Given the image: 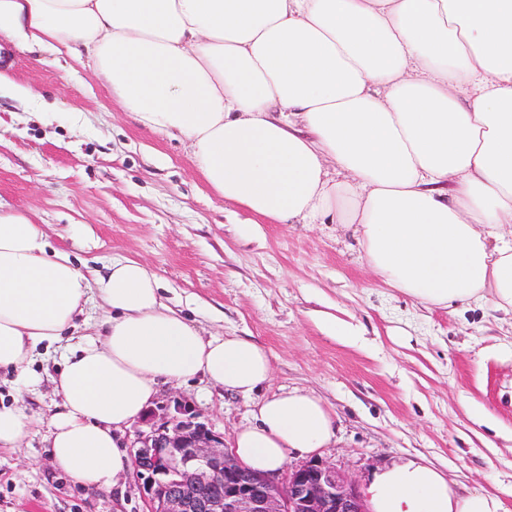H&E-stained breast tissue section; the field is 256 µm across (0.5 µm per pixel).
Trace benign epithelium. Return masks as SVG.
<instances>
[{
	"mask_svg": "<svg viewBox=\"0 0 512 512\" xmlns=\"http://www.w3.org/2000/svg\"><path fill=\"white\" fill-rule=\"evenodd\" d=\"M145 423L132 453L146 512H369L356 482L325 460L275 478L243 467L182 404Z\"/></svg>",
	"mask_w": 512,
	"mask_h": 512,
	"instance_id": "7a95c632",
	"label": "benign epithelium"
}]
</instances>
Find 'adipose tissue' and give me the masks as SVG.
Segmentation results:
<instances>
[{
  "mask_svg": "<svg viewBox=\"0 0 512 512\" xmlns=\"http://www.w3.org/2000/svg\"><path fill=\"white\" fill-rule=\"evenodd\" d=\"M95 59L136 121L189 144L225 201L277 224L354 227L383 282L425 303L512 313V0H0V34ZM110 314L53 379L56 468L117 485L119 437L159 383L201 378L254 402L230 449L278 473L335 435L321 398L261 396L266 349L203 338L132 258L80 270L0 210V369L26 378L92 299ZM370 512H505L408 459L363 488Z\"/></svg>",
  "mask_w": 512,
  "mask_h": 512,
  "instance_id": "1",
  "label": "adipose tissue"
}]
</instances>
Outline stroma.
Returning <instances> with one entry per match:
<instances>
[{"label": "stroma", "instance_id": "obj_1", "mask_svg": "<svg viewBox=\"0 0 512 512\" xmlns=\"http://www.w3.org/2000/svg\"><path fill=\"white\" fill-rule=\"evenodd\" d=\"M0 61L23 90L0 98L1 206L89 265L148 264L203 337L264 346L266 394L319 396L336 415L319 456L358 484L422 456L456 490L485 488L512 512V314L385 287L344 225L257 223L209 187L179 136L124 112L91 60L9 43ZM62 365L54 346L32 365L39 386L0 372V402L30 419L19 447L0 448V512H145L135 475L117 493L54 467L62 400L50 378ZM176 400L228 439L252 419L249 401L201 380L159 384L151 407Z\"/></svg>", "mask_w": 512, "mask_h": 512}]
</instances>
